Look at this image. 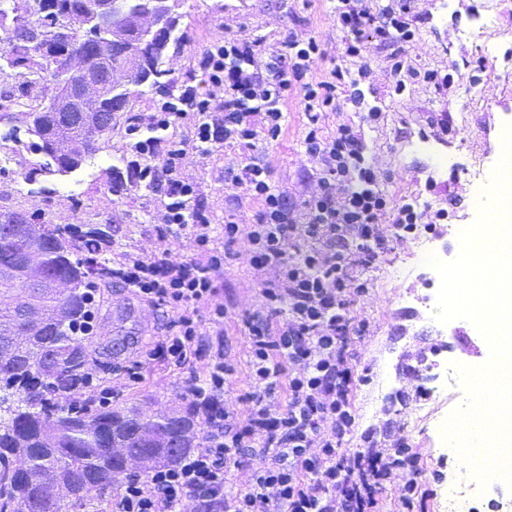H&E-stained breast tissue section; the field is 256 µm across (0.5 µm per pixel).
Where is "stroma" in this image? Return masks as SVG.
I'll list each match as a JSON object with an SVG mask.
<instances>
[{
	"mask_svg": "<svg viewBox=\"0 0 512 512\" xmlns=\"http://www.w3.org/2000/svg\"><path fill=\"white\" fill-rule=\"evenodd\" d=\"M409 5L417 33L406 45V56L416 68L449 75L446 86L411 83L395 91L386 52L372 42L361 55L346 56L347 35L336 25L331 0H181L183 38L169 45L163 67L175 84L197 81L201 73L195 58L210 42L232 36L261 37L275 44L295 31L319 43L325 54L320 71L337 65L353 73L366 69L360 84L366 106H354L344 90H337L336 110L322 113L319 125L328 133L342 124L352 127L391 203L414 204L422 224H436V212L447 210V222L436 224L429 241L452 260L460 251L458 232L475 221L477 204L484 198L485 186L475 181L473 171H492L501 156L503 135L512 126V0H409ZM53 91L52 81L29 85L0 73V94L11 98L8 110L47 102ZM370 104L381 111L378 121L367 116ZM306 124L299 105L289 103L280 140L258 143L255 150L269 165L273 185L297 202L301 224L308 220L302 201L320 192L317 163L303 144ZM9 127V120H0V156L11 157L0 170V210L35 213L47 224L102 227L106 258L115 252L146 254L159 248L168 249L175 261L195 256L197 245L190 235L159 237L161 216L152 192L141 188L119 196L109 191L115 159L125 152L124 125L113 128L91 178L77 189L69 178L38 174L43 156L17 151L5 136ZM245 156V151L220 147L212 156L191 153L183 161V171L195 183L216 230H223L228 215L241 224L255 221L258 204L246 201L243 188L230 176ZM383 225L380 258L362 274L367 290L350 296L354 322L347 365L354 379L356 420L343 448L351 453L370 441L390 444L403 439L421 454L426 481L438 463H446V484L414 512H448L450 485L473 481L450 463L441 436L444 420L466 401V391L449 374L448 365L483 364L489 348L469 321L443 325L435 320L439 276L420 267L418 237H398L391 220ZM251 250L248 239L238 237L218 277L219 296L227 309L224 334L235 363L226 381L224 405L242 421L251 406L244 314L262 304ZM94 313L92 356L100 372L94 381L99 391L112 387L114 363L141 360L175 319L169 309L144 305L117 283L99 288ZM207 360L208 351L202 348L181 368L161 358L151 361L142 382L124 389L122 400L148 415L185 412L190 404L180 394L181 382L189 371L202 370Z\"/></svg>",
	"mask_w": 512,
	"mask_h": 512,
	"instance_id": "obj_1",
	"label": "stroma"
}]
</instances>
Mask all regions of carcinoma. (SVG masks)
I'll return each instance as SVG.
<instances>
[{
  "label": "carcinoma",
  "mask_w": 512,
  "mask_h": 512,
  "mask_svg": "<svg viewBox=\"0 0 512 512\" xmlns=\"http://www.w3.org/2000/svg\"><path fill=\"white\" fill-rule=\"evenodd\" d=\"M98 0H10L0 7V26L13 23L19 44L0 52V71L19 69L39 80L58 79L69 66V56L53 41L55 24L70 14L87 16ZM178 0H169L162 30L152 41L129 33L111 45V61L97 66L100 84L109 90L98 111L73 107L58 110L40 104L25 112L26 134L12 137L19 146L47 160L38 171L67 176L81 169L55 154L61 140H79L94 129L104 142L121 122L132 92L112 84V72L127 69L130 57L140 59L150 77L132 85L151 90L170 89L163 57L172 41L179 40L181 14ZM100 35L88 29L76 40L83 55H97ZM100 238L92 228L82 236L61 224H44L38 215L0 211V269L18 270L27 245L43 250L40 278H28L26 291L43 303L36 322L26 320L14 305L17 281L0 278V512H69L83 505L93 492L116 489L121 460L113 449L125 448L144 459L142 471L177 461L197 445L192 433L201 428L198 414L146 415L131 405L92 404L84 396L90 373L91 337L79 328L87 316L89 293L104 283V266L86 256ZM61 279L70 285L63 297L43 293L41 281ZM26 458L29 476L13 470L14 457Z\"/></svg>",
  "instance_id": "1"
}]
</instances>
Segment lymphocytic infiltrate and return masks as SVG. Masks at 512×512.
Segmentation results:
<instances>
[{
    "label": "lymphocytic infiltrate",
    "mask_w": 512,
    "mask_h": 512,
    "mask_svg": "<svg viewBox=\"0 0 512 512\" xmlns=\"http://www.w3.org/2000/svg\"><path fill=\"white\" fill-rule=\"evenodd\" d=\"M402 4L374 8L368 0H336V24L349 34L346 52L355 57L365 36L388 48V67L395 87L409 77L438 83L436 70L408 64L404 46L415 35ZM322 56L314 38L297 32L276 48L262 40L224 38L208 44L196 65L202 80L163 96L142 120L126 128L127 148L134 154L132 182L150 189L162 207L160 236L189 233L198 252L180 262L168 251L124 253L112 265V277L141 302L176 312L172 329L159 351L173 365H184L202 341V323L224 324L217 274L228 248L239 235L253 247V268L261 277L264 304L247 314L246 354L251 377L252 408L247 422L224 405L226 378L234 365L225 339L208 348L203 372H190L182 382L184 396L200 413L204 427L198 448L173 465L123 479L101 512H181L191 499L207 512H380L379 496L394 469L408 470L400 488L405 512H412L423 469L420 456L402 444L345 455L340 447L355 421L351 379L346 367L348 334L353 317L351 293H364L358 271L376 259L374 247L384 240L382 218L389 200L362 145L349 126L326 134L321 113L336 108V88L348 84L359 102V79L345 78L335 68L324 78L316 69ZM298 101L308 119L307 153L319 164V195L304 200L309 221L297 223L296 207L287 192L272 185L269 167L248 159L232 175L247 199L261 209L254 224H224L216 239L210 218L197 199L196 187L182 168L191 153L208 157L216 147L255 148L283 133L289 101ZM193 123L190 138H174L181 121ZM357 174L358 189L336 197L337 184ZM393 213V212H390ZM403 231L415 228L412 204L393 213ZM313 240L309 249L287 253L297 238ZM285 392V406L274 403ZM262 467L245 488L229 478L252 459Z\"/></svg>",
    "instance_id": "f902f5d3"
}]
</instances>
